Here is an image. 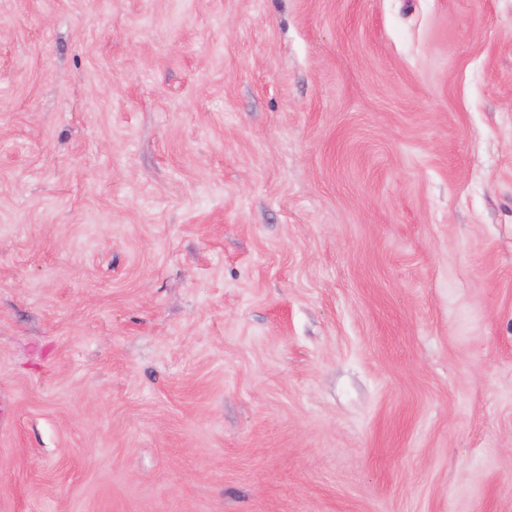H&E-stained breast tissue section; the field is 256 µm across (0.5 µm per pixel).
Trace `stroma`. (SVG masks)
Segmentation results:
<instances>
[{
    "instance_id": "obj_1",
    "label": "stroma",
    "mask_w": 512,
    "mask_h": 512,
    "mask_svg": "<svg viewBox=\"0 0 512 512\" xmlns=\"http://www.w3.org/2000/svg\"><path fill=\"white\" fill-rule=\"evenodd\" d=\"M0 512H512V0H0Z\"/></svg>"
}]
</instances>
